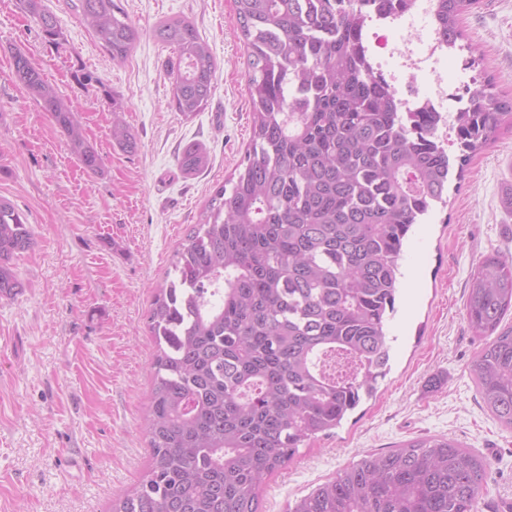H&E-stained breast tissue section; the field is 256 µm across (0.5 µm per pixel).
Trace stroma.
Masks as SVG:
<instances>
[{"mask_svg":"<svg viewBox=\"0 0 512 512\" xmlns=\"http://www.w3.org/2000/svg\"><path fill=\"white\" fill-rule=\"evenodd\" d=\"M140 38L112 62L67 0H43L61 25L48 45L16 0H0V197L22 211L34 244L13 261L23 284L0 300V512H111L149 464L142 415L153 386L155 348L148 312L178 244L213 190L233 175L251 136L247 51L234 0H121ZM191 20L217 63L212 97L187 119L170 101L172 48L159 21ZM468 50L449 53V88L490 78L512 98V0H479L460 18ZM21 49L80 112L103 158L91 174L65 134L15 79ZM98 86L77 83V68ZM112 94L134 135L111 137ZM206 147L210 168L182 177L178 154ZM512 257V122L468 161L448 203L434 207L406 239L396 311L387 323L391 369L375 397L331 435L312 440L267 477L259 512H287L316 485L362 456L428 435H445L492 464L479 512L512 505V431L479 399L470 365L483 343L464 303L485 256Z\"/></svg>","mask_w":512,"mask_h":512,"instance_id":"stroma-1","label":"stroma"}]
</instances>
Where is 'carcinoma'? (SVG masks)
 <instances>
[{
  "label": "carcinoma",
  "mask_w": 512,
  "mask_h": 512,
  "mask_svg": "<svg viewBox=\"0 0 512 512\" xmlns=\"http://www.w3.org/2000/svg\"><path fill=\"white\" fill-rule=\"evenodd\" d=\"M248 53L251 148L216 188L175 251L151 304L157 345L144 416L148 471L113 512H258L265 479L328 435L390 371L388 315L411 227L446 203L451 176L512 118L491 83L468 90L453 124L459 155L439 140L434 112H403L360 45L365 7L410 0H235ZM477 0H438L453 50ZM44 40H64L41 0H16ZM112 61L139 39L119 0H68ZM173 48L171 102L190 118L207 106L216 61L188 18L154 28ZM14 75L97 173L78 109L25 52ZM112 139L134 137L112 97ZM205 148L181 154L186 176L209 167ZM33 244L25 215L0 198V298L21 288L11 260ZM469 327L484 341L471 365L477 392L512 431V260L485 257L471 276ZM491 463L447 436L369 454L295 501L288 512H478Z\"/></svg>",
  "instance_id": "carcinoma-1"
}]
</instances>
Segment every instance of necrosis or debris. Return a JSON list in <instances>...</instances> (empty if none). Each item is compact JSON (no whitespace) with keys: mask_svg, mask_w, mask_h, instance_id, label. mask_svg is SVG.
I'll list each match as a JSON object with an SVG mask.
<instances>
[{"mask_svg":"<svg viewBox=\"0 0 512 512\" xmlns=\"http://www.w3.org/2000/svg\"><path fill=\"white\" fill-rule=\"evenodd\" d=\"M437 0H411L405 9L366 11L362 47L374 75L394 91L404 111L440 113L452 122L468 106L463 92L449 90L440 77L448 45L435 32Z\"/></svg>","mask_w":512,"mask_h":512,"instance_id":"1","label":"necrosis or debris"}]
</instances>
